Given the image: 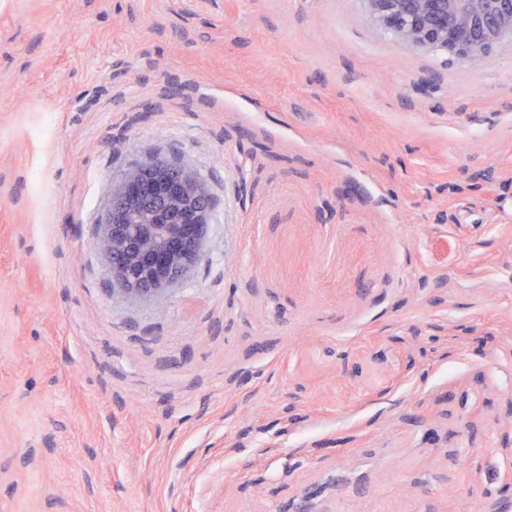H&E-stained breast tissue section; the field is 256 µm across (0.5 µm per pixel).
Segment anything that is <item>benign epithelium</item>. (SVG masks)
Wrapping results in <instances>:
<instances>
[{
  "instance_id": "7a95c632",
  "label": "benign epithelium",
  "mask_w": 512,
  "mask_h": 512,
  "mask_svg": "<svg viewBox=\"0 0 512 512\" xmlns=\"http://www.w3.org/2000/svg\"><path fill=\"white\" fill-rule=\"evenodd\" d=\"M372 19L415 48L440 47L461 58L487 55L512 37V0H366ZM204 180L154 154L142 156L112 190L99 243L112 280L141 297L181 280L203 257L211 211Z\"/></svg>"
}]
</instances>
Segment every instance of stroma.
<instances>
[{"label": "stroma", "mask_w": 512, "mask_h": 512, "mask_svg": "<svg viewBox=\"0 0 512 512\" xmlns=\"http://www.w3.org/2000/svg\"><path fill=\"white\" fill-rule=\"evenodd\" d=\"M214 200L151 296L141 156ZM512 480V39L365 0H0V512H489ZM372 19L415 48L461 58L487 55L512 37V0H366ZM211 207L209 189L193 170L142 156L113 188L99 224L112 280L141 297L174 286L203 257Z\"/></svg>", "instance_id": "obj_1"}]
</instances>
